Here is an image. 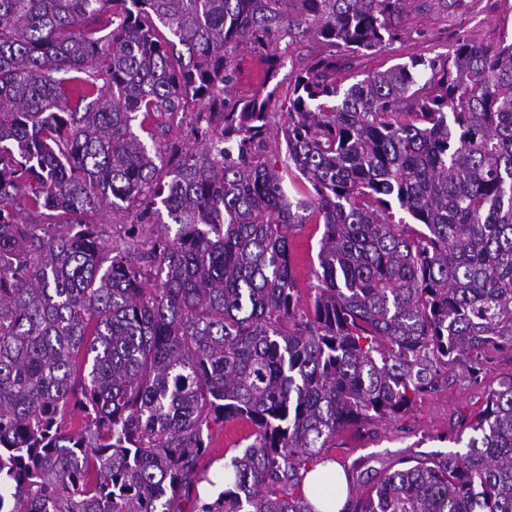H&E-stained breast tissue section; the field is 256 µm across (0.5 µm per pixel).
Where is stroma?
Listing matches in <instances>:
<instances>
[{
    "instance_id": "obj_1",
    "label": "stroma",
    "mask_w": 512,
    "mask_h": 512,
    "mask_svg": "<svg viewBox=\"0 0 512 512\" xmlns=\"http://www.w3.org/2000/svg\"><path fill=\"white\" fill-rule=\"evenodd\" d=\"M400 36L373 55H358L341 76L352 79L416 57L442 58L465 39L496 45L504 28L512 29V0H407L400 19ZM322 229L307 224L292 231L290 251L302 302H309L316 284L317 253ZM484 370L477 380L461 371L445 374L437 390L414 397L412 405L387 422L344 426L334 447L322 458L348 467L351 485L375 482L403 460L444 457L463 450L459 436L471 416L482 408L488 393L503 379L512 377V351L490 349L484 354ZM253 432L247 421L214 430L211 447L200 460V469L212 470L244 447Z\"/></svg>"
}]
</instances>
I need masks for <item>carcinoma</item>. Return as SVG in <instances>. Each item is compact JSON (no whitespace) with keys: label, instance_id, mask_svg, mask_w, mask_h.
Wrapping results in <instances>:
<instances>
[{"label":"carcinoma","instance_id":"obj_1","mask_svg":"<svg viewBox=\"0 0 512 512\" xmlns=\"http://www.w3.org/2000/svg\"><path fill=\"white\" fill-rule=\"evenodd\" d=\"M404 2L0 0V512H179L237 419L201 512H318L300 469L342 427L512 350V37L343 86L338 56L395 40ZM302 41L329 53L288 76L279 169L269 104ZM240 49L272 89L229 104ZM163 115L196 146L157 142ZM103 205L164 234L109 256ZM467 428L340 512H512V377ZM322 230V225L319 227V224H304L303 227L292 231L290 236L293 269L304 307L312 299V288L317 283L314 271L318 269L317 253ZM212 443L208 453L200 460L199 467L201 470H207L209 475L216 464L224 466V461L238 452H240L244 444V439L249 437L253 432V426L247 421H237L224 424V428L216 429L212 427Z\"/></svg>","mask_w":512,"mask_h":512}]
</instances>
